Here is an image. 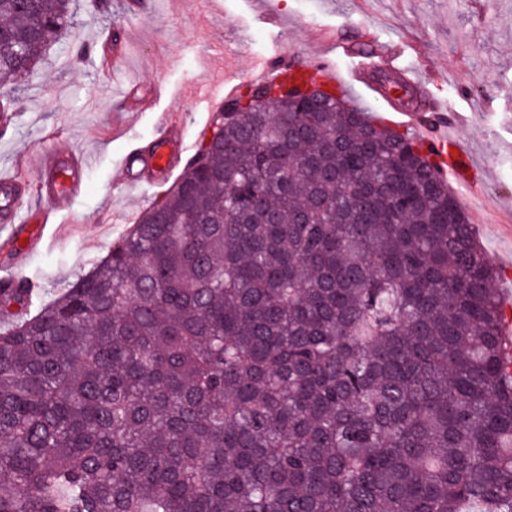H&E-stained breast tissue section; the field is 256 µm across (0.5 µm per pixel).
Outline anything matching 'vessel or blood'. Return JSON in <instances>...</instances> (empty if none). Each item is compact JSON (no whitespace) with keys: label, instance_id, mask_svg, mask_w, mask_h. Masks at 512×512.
<instances>
[{"label":"vessel or blood","instance_id":"obj_1","mask_svg":"<svg viewBox=\"0 0 512 512\" xmlns=\"http://www.w3.org/2000/svg\"><path fill=\"white\" fill-rule=\"evenodd\" d=\"M397 58L385 52L377 56L355 59L348 75H340L329 62L328 56L295 57L288 51L256 59L249 81L262 80L275 84L287 82L289 77L309 75L331 82H342L343 78L361 84H368L370 74L382 66H395ZM423 143L433 153L441 173L460 175L468 165L469 157L465 150L456 154L448 152L447 135L424 137ZM189 145L174 118H165L155 140L149 147L130 146L120 163L125 184L132 189L143 186L161 188L171 179L184 157ZM39 162L34 169L40 208L35 209L26 222H19L16 205L25 189L22 181L9 175H0V216H5V243L15 246L19 253L26 254L39 250L46 239V228L51 217L66 209L83 190V172L86 160L73 153L63 154L52 150L38 153Z\"/></svg>","mask_w":512,"mask_h":512}]
</instances>
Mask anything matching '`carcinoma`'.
Segmentation results:
<instances>
[{
  "label": "carcinoma",
  "mask_w": 512,
  "mask_h": 512,
  "mask_svg": "<svg viewBox=\"0 0 512 512\" xmlns=\"http://www.w3.org/2000/svg\"><path fill=\"white\" fill-rule=\"evenodd\" d=\"M71 18L0 0V82ZM242 100L0 332V512H512L504 306L438 164L342 96Z\"/></svg>",
  "instance_id": "1"
}]
</instances>
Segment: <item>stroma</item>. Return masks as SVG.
<instances>
[{"mask_svg": "<svg viewBox=\"0 0 512 512\" xmlns=\"http://www.w3.org/2000/svg\"><path fill=\"white\" fill-rule=\"evenodd\" d=\"M147 16L127 14L125 0H72V24L23 81L14 134L0 138V170L26 182L20 214L39 202L31 163L37 150L86 154L85 190L59 214L65 235L41 252L17 256L23 276L43 284L50 301L103 258L164 189L126 188L120 161L130 144L148 143L160 116H183L199 146L212 123L209 101L224 79L247 73L275 42L301 56L327 52L319 33H335L349 54L400 48L415 79L417 107L468 152L466 178H448L467 215H480L477 237L512 292V0H212L185 13L180 0H150ZM282 21L269 29L262 12ZM130 35L122 65L104 62L105 34ZM163 82L164 95L137 112L112 99L120 84Z\"/></svg>", "mask_w": 512, "mask_h": 512, "instance_id": "stroma-1", "label": "stroma"}]
</instances>
